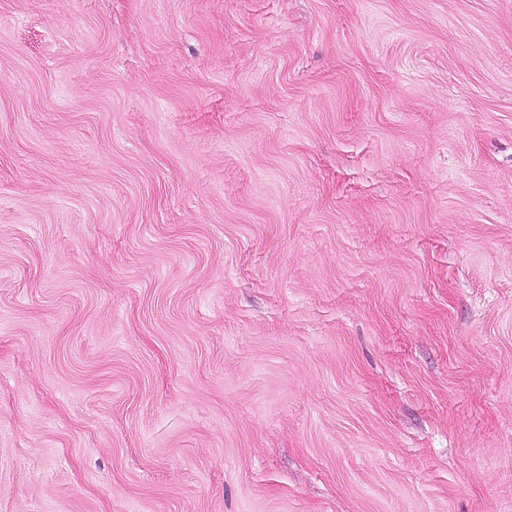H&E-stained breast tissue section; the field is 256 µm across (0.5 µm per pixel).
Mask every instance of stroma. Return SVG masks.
Wrapping results in <instances>:
<instances>
[{"label":"stroma","mask_w":512,"mask_h":512,"mask_svg":"<svg viewBox=\"0 0 512 512\" xmlns=\"http://www.w3.org/2000/svg\"><path fill=\"white\" fill-rule=\"evenodd\" d=\"M0 512H512V0H0Z\"/></svg>","instance_id":"obj_1"}]
</instances>
